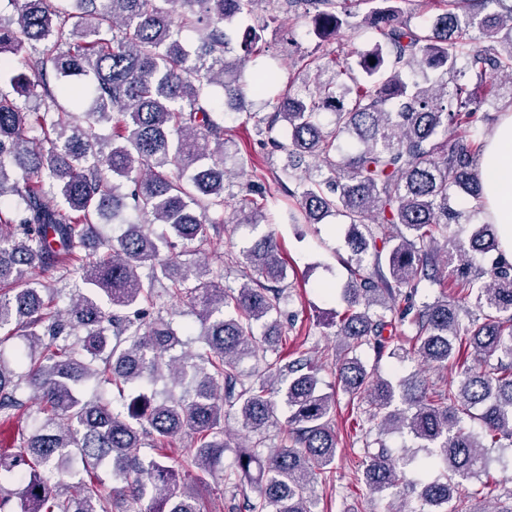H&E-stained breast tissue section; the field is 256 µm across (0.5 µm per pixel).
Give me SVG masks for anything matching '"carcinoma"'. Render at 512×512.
I'll use <instances>...</instances> for the list:
<instances>
[{
  "label": "carcinoma",
  "mask_w": 512,
  "mask_h": 512,
  "mask_svg": "<svg viewBox=\"0 0 512 512\" xmlns=\"http://www.w3.org/2000/svg\"><path fill=\"white\" fill-rule=\"evenodd\" d=\"M13 2L17 17L0 20V79L9 75L10 86L0 85V340L21 336L25 348L21 372L0 356V414L30 401L37 418L19 451L0 452V479L21 485L15 494L0 487V512H111L125 501L148 502L146 512H208L201 489L219 476L255 483L247 512H312L311 484L332 473L336 399L318 391L311 356L278 355L257 377L240 369L281 338L290 292L277 239L268 234L231 258L249 271L237 288L197 258L230 207L236 224L270 223L258 205L267 176L253 170L234 193L244 161L213 162L224 154V119L211 87L241 111L248 93L267 96L272 111L250 117L286 154L276 180L294 183L292 223L347 224L345 308L324 321L339 340L338 388L360 421L418 443L396 455L378 438L366 443L351 483L370 495L403 488L386 512H512L457 492L459 481L488 472L490 449L512 448V263L493 224L466 249L440 244L460 217L451 196L483 194L482 143L470 130L485 96L512 100V4L446 0L432 23L413 27L402 20L406 0H364L360 24L347 0H290L322 39L365 25L379 40L354 65L334 59L329 80L317 73L270 97L276 68L245 67L267 56L281 0ZM260 11L266 19L246 26L241 53L226 58L230 25ZM186 28L200 32L193 50L181 39ZM16 57L23 71L13 75ZM86 96L87 117L109 125V137L83 128L69 107ZM280 128L286 145L273 136ZM125 199L140 220L121 217ZM108 214L126 229L96 241ZM93 244L101 255L89 262ZM491 252L488 266L476 265L475 255ZM445 269L461 297L417 300ZM69 279L75 288L62 307L51 282ZM163 297L195 312L200 347L185 349L169 320H143ZM472 308L482 318L465 325ZM399 324L411 333L405 356L419 363L446 368L468 349L497 363L470 366L440 388L417 372L393 383L357 351L377 361L396 354L389 329ZM89 383L116 387L120 404L86 398ZM226 408L249 434L281 425L284 444L231 443Z\"/></svg>",
  "instance_id": "cac0c4a2"
}]
</instances>
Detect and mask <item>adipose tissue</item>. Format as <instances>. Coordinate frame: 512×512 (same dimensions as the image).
Returning <instances> with one entry per match:
<instances>
[{"instance_id":"obj_1","label":"adipose tissue","mask_w":512,"mask_h":512,"mask_svg":"<svg viewBox=\"0 0 512 512\" xmlns=\"http://www.w3.org/2000/svg\"><path fill=\"white\" fill-rule=\"evenodd\" d=\"M485 198L480 219L496 225L501 248L512 260V113H505L490 132L480 161Z\"/></svg>"}]
</instances>
